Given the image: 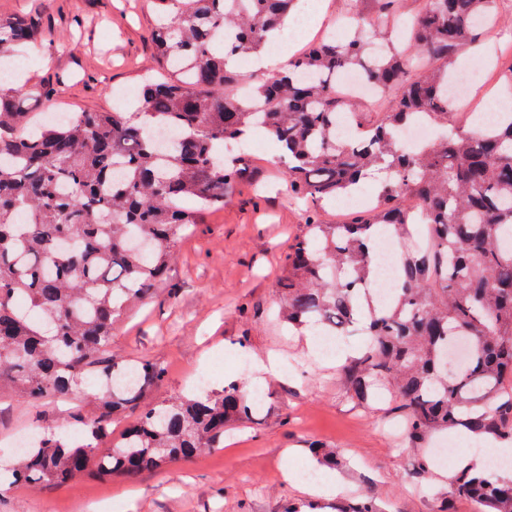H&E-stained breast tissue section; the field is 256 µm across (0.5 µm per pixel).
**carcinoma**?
Returning <instances> with one entry per match:
<instances>
[{
	"mask_svg": "<svg viewBox=\"0 0 512 512\" xmlns=\"http://www.w3.org/2000/svg\"><path fill=\"white\" fill-rule=\"evenodd\" d=\"M153 34L168 76L143 87L138 112H73L37 123L25 102L50 86L0 84V390L46 404L85 382L102 384L94 415H69L19 448L0 482L36 487L85 474L132 478L224 447V427L257 402L222 393L154 401L164 369L112 352V322L151 295L198 213L224 207L240 169L224 146L261 129L277 146L288 192L309 207L280 277L282 318L343 336L363 327L361 354L342 366L347 388L398 403L404 435L482 434L512 445V116L454 128L407 151L398 135L426 117L448 122V61L477 38L494 0H426L401 49L369 39L397 0L341 42H319L238 96L228 58L259 55L295 0H153ZM36 18L0 21V52L34 42ZM362 71L396 93L397 108L361 136L336 132V74ZM385 179L376 202L343 224L317 207L352 195L363 174ZM426 242L412 249V208ZM396 242V279L377 298L382 231ZM130 413L112 440V416ZM450 493L482 512H512V478L457 470Z\"/></svg>",
	"mask_w": 512,
	"mask_h": 512,
	"instance_id": "1",
	"label": "carcinoma"
}]
</instances>
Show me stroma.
Instances as JSON below:
<instances>
[{"mask_svg": "<svg viewBox=\"0 0 512 512\" xmlns=\"http://www.w3.org/2000/svg\"><path fill=\"white\" fill-rule=\"evenodd\" d=\"M313 4L322 8L319 25L302 37L283 33L289 51L341 35L346 20L373 8L372 0H296L294 16L308 17ZM26 17L37 18L40 34L12 62L24 67L26 82L54 89L50 101H27L29 111H124L144 78L161 70L150 39L158 18L149 0H0L1 19ZM481 42L480 50H464L452 64L456 71L483 74L469 103L448 116L465 130L480 107L512 104V0H498ZM46 56L51 65L38 66ZM251 144L244 153L250 177L237 182L223 208L202 213L189 226L147 303L115 318L112 350L164 369L153 400L191 394L201 378L217 391L233 380L260 390V413L227 431L223 447L157 472L2 488L0 512H93L118 500L126 512H311L316 506L336 512L337 504L368 492L383 512H475L472 502L450 494L447 465H436L425 480L414 473L421 451L392 432L402 416L389 393L364 407L350 399L337 369L359 351L361 337H346L326 356L276 320L278 279L308 212L273 164L272 141L257 136ZM270 354L278 357L280 374L257 377L253 360ZM84 400L81 389L69 402L39 406L1 394L0 463H12L13 437L59 425ZM314 443L339 449L345 466L323 468L309 453ZM303 467L340 479L344 492L314 504L304 480L288 477Z\"/></svg>", "mask_w": 512, "mask_h": 512, "instance_id": "35a3bbf8", "label": "stroma"}]
</instances>
